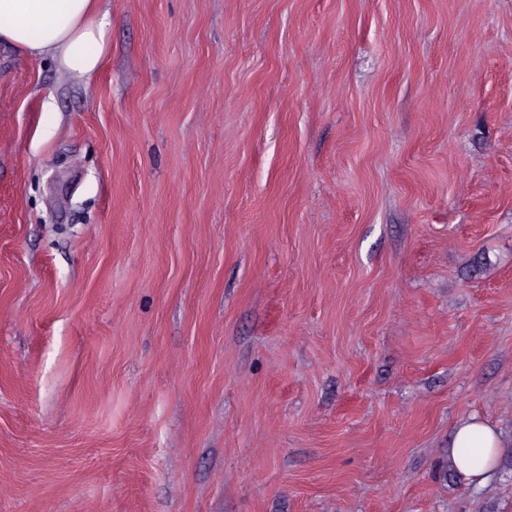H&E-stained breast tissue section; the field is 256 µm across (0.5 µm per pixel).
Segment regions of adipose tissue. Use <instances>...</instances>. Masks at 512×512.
<instances>
[{"label": "adipose tissue", "mask_w": 512, "mask_h": 512, "mask_svg": "<svg viewBox=\"0 0 512 512\" xmlns=\"http://www.w3.org/2000/svg\"><path fill=\"white\" fill-rule=\"evenodd\" d=\"M109 27L104 0H0V44L50 58L85 80L95 76L110 49ZM502 446L499 433L472 417L457 425L448 456L466 480L482 484Z\"/></svg>", "instance_id": "1"}]
</instances>
